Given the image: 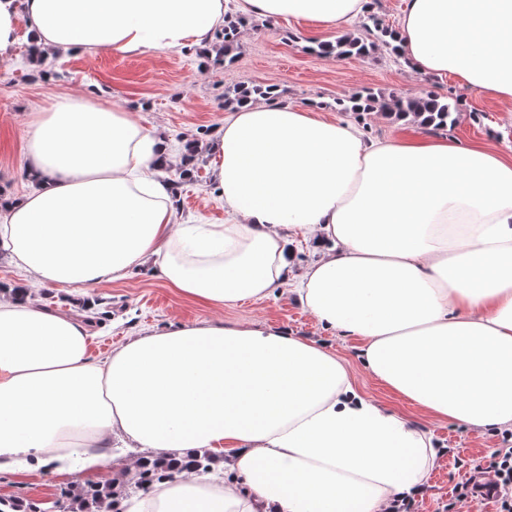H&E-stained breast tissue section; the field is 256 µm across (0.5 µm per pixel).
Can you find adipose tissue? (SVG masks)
<instances>
[{"mask_svg":"<svg viewBox=\"0 0 512 512\" xmlns=\"http://www.w3.org/2000/svg\"><path fill=\"white\" fill-rule=\"evenodd\" d=\"M245 15L345 36L368 0H237ZM224 0H0V57L27 18L37 52L210 45ZM398 43L421 73L512 105V0H406ZM31 183L0 205V251L42 284L91 289L147 263L205 306L287 288L358 340L365 368L429 417L512 429V159L449 139L367 140L277 100L229 113L210 143L225 223H182L172 144L90 95L35 107ZM319 256L293 277L294 245ZM86 323L0 290V470L87 471L113 439L169 458L207 448L224 482L182 475L132 512H382L418 493L432 438L354 385L346 362L271 328L200 320L102 360Z\"/></svg>","mask_w":512,"mask_h":512,"instance_id":"1","label":"adipose tissue"}]
</instances>
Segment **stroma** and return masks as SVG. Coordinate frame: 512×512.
I'll list each match as a JSON object with an SVG mask.
<instances>
[{
    "instance_id": "1",
    "label": "stroma",
    "mask_w": 512,
    "mask_h": 512,
    "mask_svg": "<svg viewBox=\"0 0 512 512\" xmlns=\"http://www.w3.org/2000/svg\"><path fill=\"white\" fill-rule=\"evenodd\" d=\"M315 44L311 23L257 15L239 26L232 47H225L217 33L210 49L184 47L152 56H118L100 50L91 55L58 53L35 62L29 55L28 38L20 37L0 62V194L18 196L28 190L21 128L31 107L57 94L90 92L106 105L139 112L147 129L175 141H198L202 161L179 195L183 217L194 223L224 221L209 144L223 126L225 114L234 111L237 92L256 85L275 86L279 100L314 108L326 120L339 119L337 100L366 90L385 97L432 92L456 103L465 120L436 131L390 114L364 112L358 120L366 136L432 139L441 135L512 154V107L474 94L451 76L415 73L406 57L382 44L345 60L312 53ZM223 47L227 56L214 61V53ZM0 283L29 289L33 299L58 314L91 320L90 355L96 360L144 328L200 319L272 326L324 346L347 361L363 394L407 416L429 432L436 447L444 449L421 491L412 496V512H442L453 487L503 445L501 431L432 421L413 404L394 398L366 372L354 339L325 330L295 296L284 291L261 302L205 308L179 296L157 268L148 265L127 279L95 288L96 305L90 309L71 285L33 284L5 258L0 260ZM87 481V475L77 470L61 476L44 470L1 471L0 497L51 502L61 491Z\"/></svg>"
}]
</instances>
